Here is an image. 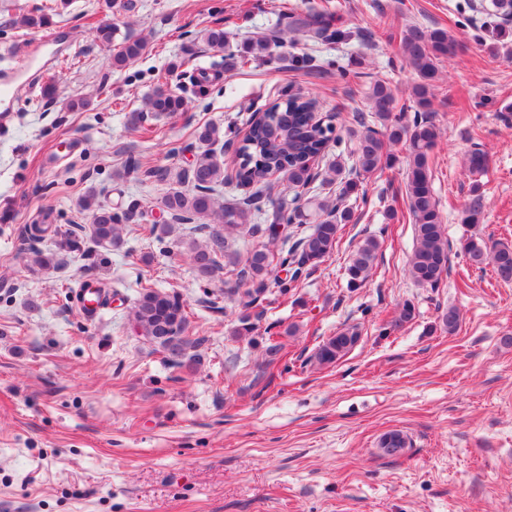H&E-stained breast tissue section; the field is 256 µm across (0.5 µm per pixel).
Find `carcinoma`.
<instances>
[{
	"label": "carcinoma",
	"mask_w": 512,
	"mask_h": 512,
	"mask_svg": "<svg viewBox=\"0 0 512 512\" xmlns=\"http://www.w3.org/2000/svg\"><path fill=\"white\" fill-rule=\"evenodd\" d=\"M291 25L315 39L340 41L348 37L347 32L330 28L318 13L294 17ZM144 47L141 40H125L112 54V66L120 68L137 59ZM401 48L404 60L417 75L412 91L415 116L408 118V106L397 105L388 82L374 81L369 87L368 100L370 112L379 122L380 129L365 125L354 133L356 143L352 154L356 157L358 173L371 174L392 161L390 145L407 144L406 199L416 239L409 260V274L416 284L434 288L448 269V239L429 166L438 133L427 113L431 111L432 90L439 81L440 63L455 48V41L445 29L410 26L402 34ZM214 80L209 71L196 70L191 76L194 94L205 95ZM185 106L182 94L160 83L145 96L142 110L132 113L131 120L141 124L149 119L182 112ZM317 108L316 99L292 94L251 113L247 120L248 130L238 148L240 164L236 177L241 185L252 184L257 189L238 202L220 200L224 167L210 147L219 143L223 134L213 125L201 128L198 140L208 148L197 155L191 169L175 175L177 184H187L190 189H170L162 199L170 221L141 224L139 230L152 238L162 239L175 231V226L190 224L192 232L204 235L202 240L190 237L186 242L189 260L199 277L210 281L227 267L238 283L246 286L245 293L254 302L268 291L272 283L280 294L287 295L303 271L315 269L329 256L336 246L340 225L351 221L349 211L341 210L327 200L318 202L311 214L301 205L288 211L278 208L272 214L274 224L300 226L314 220L312 230L297 238L284 253L272 249L279 239L277 234L251 223V217L265 211L269 202L263 189L267 177L284 172L292 185L304 187L315 178L311 173L313 162L325 153L330 144L340 142L339 138L333 137V125H321L315 120ZM487 164L486 153L477 147L465 155V166L472 174L482 173ZM335 183L339 189L338 199L358 193L360 187L359 180L343 178L339 166L336 167V177L328 176L322 180V184L327 186ZM78 207L91 218L86 237L68 231L56 242L57 250H32L33 263L39 269L58 267L61 252L74 253L85 259L93 254L101 256L121 249L124 225L143 216L139 203L131 200L118 207H109L98 200V193L94 190L79 199ZM481 215L482 203L477 198L463 211L461 223L478 224ZM259 232L267 235L268 242L251 250L244 263H239L237 253L229 248V239L234 234ZM379 247L380 241L374 235L366 237L357 246L346 267L349 288H359L368 281ZM463 252L470 267L482 269L490 265L497 279L504 283L512 282V247H490L482 238L472 236L464 243ZM286 265L293 267L290 277L273 276L275 267ZM82 288L95 292L102 306L111 299V285L105 282L87 280ZM131 315L137 332L158 345L170 365L187 372L196 370L197 355L192 350L197 348L200 340L189 336L185 304L178 293L161 290L147 282L141 286ZM358 340L355 329L342 330L319 345L315 359L322 365H332L345 356ZM408 445V436L398 430L384 434L379 441V448L390 457L401 455Z\"/></svg>",
	"instance_id": "carcinoma-1"
}]
</instances>
